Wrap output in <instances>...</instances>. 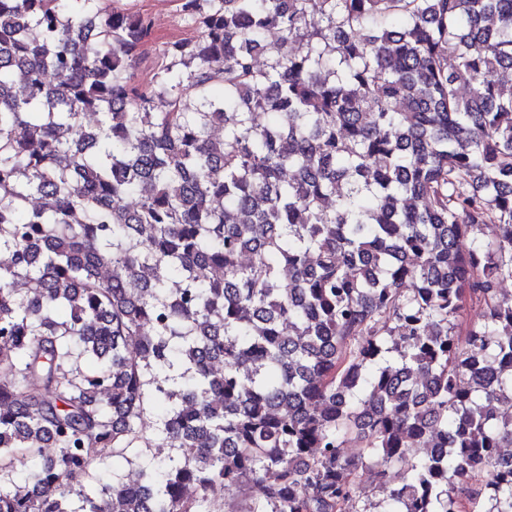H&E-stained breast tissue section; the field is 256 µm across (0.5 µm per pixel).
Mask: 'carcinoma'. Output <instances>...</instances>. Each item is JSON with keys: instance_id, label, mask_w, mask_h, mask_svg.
Here are the masks:
<instances>
[{"instance_id": "cac0c4a2", "label": "carcinoma", "mask_w": 512, "mask_h": 512, "mask_svg": "<svg viewBox=\"0 0 512 512\" xmlns=\"http://www.w3.org/2000/svg\"><path fill=\"white\" fill-rule=\"evenodd\" d=\"M182 10L0 0V512H512V0ZM112 7L130 12H141L155 19L153 42L142 52L137 70L147 80L161 63L158 47L162 42L189 37L195 30L186 22L180 0H106ZM134 457V454L129 455L126 460L121 456H108L103 461L94 465L91 470V477L95 483L106 484L112 483L113 477H120L128 481L131 474L139 477V468L130 460ZM210 499L212 512H226L224 510L226 500L231 503L233 512H243L245 509L243 495L235 490L224 492V490L218 489L210 495Z\"/></svg>"}]
</instances>
